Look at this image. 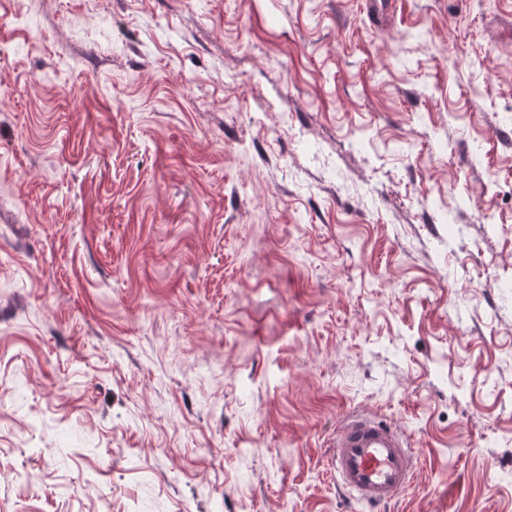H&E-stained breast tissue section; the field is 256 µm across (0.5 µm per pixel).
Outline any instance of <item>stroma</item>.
I'll return each instance as SVG.
<instances>
[{
    "label": "stroma",
    "mask_w": 512,
    "mask_h": 512,
    "mask_svg": "<svg viewBox=\"0 0 512 512\" xmlns=\"http://www.w3.org/2000/svg\"><path fill=\"white\" fill-rule=\"evenodd\" d=\"M0 0V512H512V0ZM410 437L372 413L351 410L336 433L330 469L349 498L379 510L412 486L418 457Z\"/></svg>",
    "instance_id": "35a3bbf8"
}]
</instances>
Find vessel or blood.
<instances>
[{
    "label": "vessel or blood",
    "mask_w": 512,
    "mask_h": 512,
    "mask_svg": "<svg viewBox=\"0 0 512 512\" xmlns=\"http://www.w3.org/2000/svg\"><path fill=\"white\" fill-rule=\"evenodd\" d=\"M328 464L349 498L379 512L412 486L418 457L403 431L352 410L341 420Z\"/></svg>",
    "instance_id": "b4317fda"
}]
</instances>
